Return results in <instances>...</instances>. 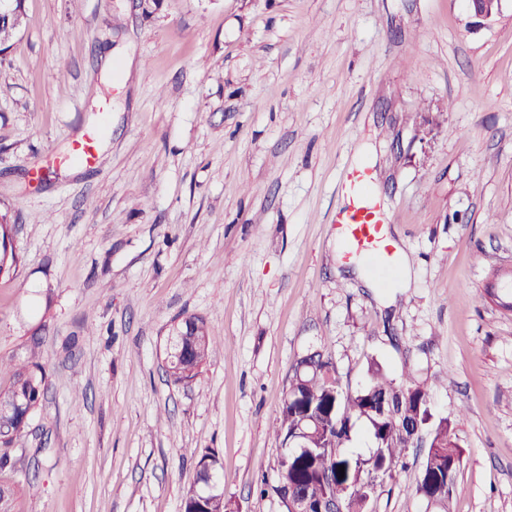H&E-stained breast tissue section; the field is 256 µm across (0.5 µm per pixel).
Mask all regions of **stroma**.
I'll use <instances>...</instances> for the list:
<instances>
[{"instance_id":"stroma-1","label":"stroma","mask_w":512,"mask_h":512,"mask_svg":"<svg viewBox=\"0 0 512 512\" xmlns=\"http://www.w3.org/2000/svg\"><path fill=\"white\" fill-rule=\"evenodd\" d=\"M0 54V361L47 390L0 482L14 512H181L215 451L230 512H282L275 430L298 360L342 388L371 362L432 388L462 450L447 507L413 492L423 452L372 512H512V0H25ZM112 50V76L99 57ZM98 130L97 160L64 163ZM412 267H339L346 174ZM217 344L189 385L172 326ZM198 478L204 486L215 482V474L221 467L219 456L212 451L197 454Z\"/></svg>"}]
</instances>
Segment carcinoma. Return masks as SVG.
I'll list each match as a JSON object with an SVG mask.
<instances>
[{
  "label": "carcinoma",
  "mask_w": 512,
  "mask_h": 512,
  "mask_svg": "<svg viewBox=\"0 0 512 512\" xmlns=\"http://www.w3.org/2000/svg\"><path fill=\"white\" fill-rule=\"evenodd\" d=\"M24 21L23 0L0 17V53L7 51L20 33ZM182 337L184 354L167 365L169 378L176 384L194 382L213 351V338L205 320L187 317ZM45 377L28 364L11 369L7 387L0 389V400L15 406L13 413L0 419V447L10 448L23 436L32 413L40 405ZM367 422L375 448L367 458L348 455L343 448L351 442L357 422ZM428 428L429 444L414 492L429 503L448 502L461 460V450L446 417L435 418L430 408V388L410 373L397 381L377 363L371 365L367 382L360 388L342 390L332 356L316 350L302 357L290 379L282 401L276 432L281 444L300 438L306 450L277 462L273 491L284 512L288 502L299 496L330 505L342 512H368L377 486L396 480L406 465L407 451ZM198 478L207 486L221 467L212 452L198 455ZM344 472H338L339 467ZM183 512H226L224 497L202 496L191 490L184 498Z\"/></svg>",
  "instance_id": "carcinoma-1"
}]
</instances>
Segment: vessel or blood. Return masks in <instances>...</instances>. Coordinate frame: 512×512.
<instances>
[{
	"mask_svg": "<svg viewBox=\"0 0 512 512\" xmlns=\"http://www.w3.org/2000/svg\"><path fill=\"white\" fill-rule=\"evenodd\" d=\"M365 182L364 172L355 171L349 174L345 188L352 203L337 214L336 221L346 229L347 246L352 254L370 257L379 264H388L397 252V244L387 236L384 222L376 207L365 199Z\"/></svg>",
	"mask_w": 512,
	"mask_h": 512,
	"instance_id": "obj_1",
	"label": "vessel or blood"
}]
</instances>
